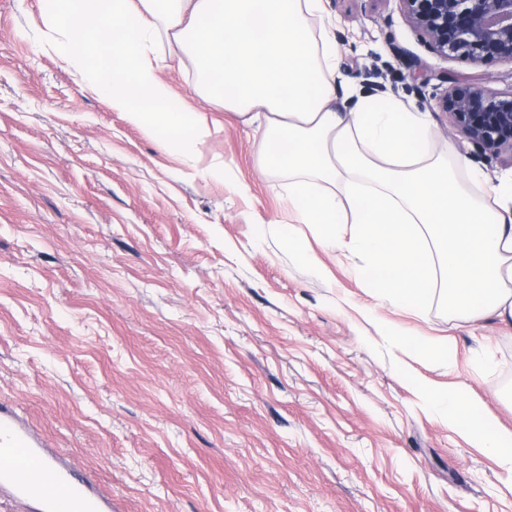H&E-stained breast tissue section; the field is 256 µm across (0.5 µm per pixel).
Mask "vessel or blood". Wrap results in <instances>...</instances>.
<instances>
[{
    "label": "vessel or blood",
    "mask_w": 512,
    "mask_h": 512,
    "mask_svg": "<svg viewBox=\"0 0 512 512\" xmlns=\"http://www.w3.org/2000/svg\"><path fill=\"white\" fill-rule=\"evenodd\" d=\"M5 502L23 512H118L92 476L76 473L67 455L49 451L46 437L16 405L0 400V504Z\"/></svg>",
    "instance_id": "1"
}]
</instances>
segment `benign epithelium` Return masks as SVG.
<instances>
[{"instance_id": "1", "label": "benign epithelium", "mask_w": 512, "mask_h": 512, "mask_svg": "<svg viewBox=\"0 0 512 512\" xmlns=\"http://www.w3.org/2000/svg\"><path fill=\"white\" fill-rule=\"evenodd\" d=\"M413 29L435 53L473 64L512 62V0H400ZM456 132L486 159L512 152V95L453 86L440 101Z\"/></svg>"}]
</instances>
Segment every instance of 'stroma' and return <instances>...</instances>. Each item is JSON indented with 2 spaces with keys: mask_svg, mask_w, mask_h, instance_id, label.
I'll return each mask as SVG.
<instances>
[{
  "mask_svg": "<svg viewBox=\"0 0 512 512\" xmlns=\"http://www.w3.org/2000/svg\"><path fill=\"white\" fill-rule=\"evenodd\" d=\"M351 90L456 139L455 85L512 93V63L431 52L400 0H321ZM38 0H0V399L121 512H512V475L429 411L459 389L512 429V325L377 306L354 260L284 246L281 175L252 128L160 75L209 133L165 151L43 50ZM228 168L234 185L211 177ZM399 325L451 340L399 350ZM386 336L392 338L400 350H412L421 357L447 359L451 351V342L431 336L413 335L408 330L387 327Z\"/></svg>",
  "mask_w": 512,
  "mask_h": 512,
  "instance_id": "35a3bbf8",
  "label": "stroma"
}]
</instances>
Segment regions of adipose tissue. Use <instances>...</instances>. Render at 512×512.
I'll return each instance as SVG.
<instances>
[{
    "mask_svg": "<svg viewBox=\"0 0 512 512\" xmlns=\"http://www.w3.org/2000/svg\"><path fill=\"white\" fill-rule=\"evenodd\" d=\"M320 0H39L47 48L169 152L206 134L159 75L161 51L189 55L206 98L261 131L260 169L284 173L298 225L360 262L375 297L423 310L444 292L467 321L512 320V224L477 197L478 175L425 114L396 97L336 96L338 51L309 24ZM416 388L450 429L512 472V430L461 392Z\"/></svg>",
    "mask_w": 512,
    "mask_h": 512,
    "instance_id": "obj_1",
    "label": "adipose tissue"
}]
</instances>
